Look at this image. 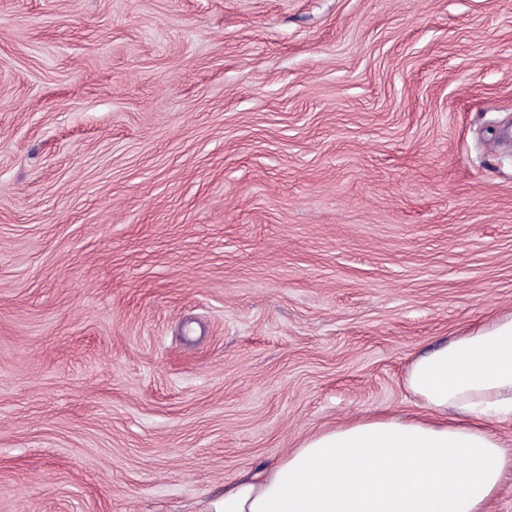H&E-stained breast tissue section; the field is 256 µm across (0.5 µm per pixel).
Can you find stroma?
Wrapping results in <instances>:
<instances>
[{
    "mask_svg": "<svg viewBox=\"0 0 512 512\" xmlns=\"http://www.w3.org/2000/svg\"><path fill=\"white\" fill-rule=\"evenodd\" d=\"M512 314V0H0V512H206Z\"/></svg>",
    "mask_w": 512,
    "mask_h": 512,
    "instance_id": "1",
    "label": "stroma"
}]
</instances>
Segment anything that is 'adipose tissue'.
I'll use <instances>...</instances> for the list:
<instances>
[{
    "label": "adipose tissue",
    "instance_id": "1",
    "mask_svg": "<svg viewBox=\"0 0 512 512\" xmlns=\"http://www.w3.org/2000/svg\"><path fill=\"white\" fill-rule=\"evenodd\" d=\"M418 415L373 413L303 439L267 470L226 485L209 512H490L512 451V314L409 364Z\"/></svg>",
    "mask_w": 512,
    "mask_h": 512
}]
</instances>
